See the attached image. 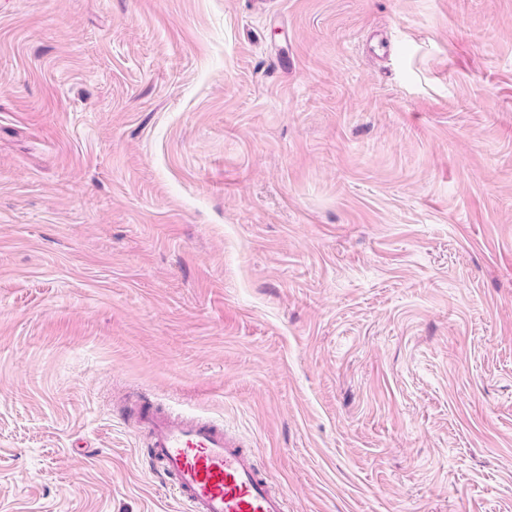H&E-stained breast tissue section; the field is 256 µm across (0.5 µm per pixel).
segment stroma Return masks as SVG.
<instances>
[{
  "label": "stroma",
  "mask_w": 512,
  "mask_h": 512,
  "mask_svg": "<svg viewBox=\"0 0 512 512\" xmlns=\"http://www.w3.org/2000/svg\"><path fill=\"white\" fill-rule=\"evenodd\" d=\"M139 393L512 512V0H0V512H181Z\"/></svg>",
  "instance_id": "stroma-1"
}]
</instances>
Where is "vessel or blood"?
I'll list each match as a JSON object with an SVG mask.
<instances>
[{
    "label": "vessel or blood",
    "mask_w": 512,
    "mask_h": 512,
    "mask_svg": "<svg viewBox=\"0 0 512 512\" xmlns=\"http://www.w3.org/2000/svg\"><path fill=\"white\" fill-rule=\"evenodd\" d=\"M130 412L183 512H288L285 493L226 424L176 415L145 400Z\"/></svg>",
    "instance_id": "b4317fda"
}]
</instances>
